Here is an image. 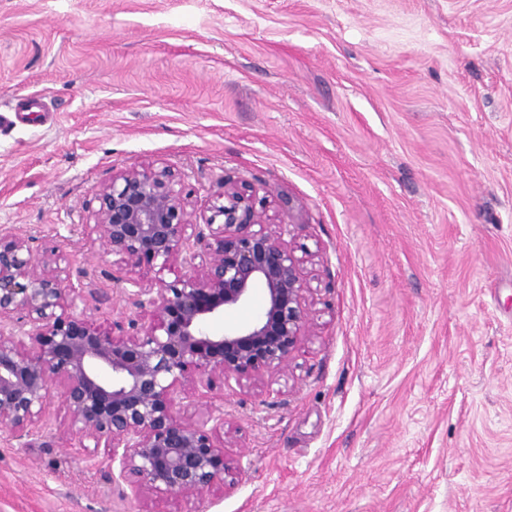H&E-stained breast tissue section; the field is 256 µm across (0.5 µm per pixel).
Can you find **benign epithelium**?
<instances>
[{
    "instance_id": "obj_1",
    "label": "benign epithelium",
    "mask_w": 512,
    "mask_h": 512,
    "mask_svg": "<svg viewBox=\"0 0 512 512\" xmlns=\"http://www.w3.org/2000/svg\"><path fill=\"white\" fill-rule=\"evenodd\" d=\"M285 209L291 199L229 178L199 207L163 162L113 175L87 205L86 229L116 256L113 286L135 312L108 330L78 311L81 285L60 256L0 232V436L25 445L72 435L106 449L109 481L142 512L172 495L224 496L238 471L213 400L232 379L268 392L311 333L314 259L284 240L274 213ZM142 265L188 273L149 285L131 276ZM257 288L252 321L215 328ZM180 395L199 419L184 417ZM56 396L64 416L54 426Z\"/></svg>"
}]
</instances>
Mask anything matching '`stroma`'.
I'll return each mask as SVG.
<instances>
[{"label": "stroma", "mask_w": 512, "mask_h": 512, "mask_svg": "<svg viewBox=\"0 0 512 512\" xmlns=\"http://www.w3.org/2000/svg\"><path fill=\"white\" fill-rule=\"evenodd\" d=\"M0 229L125 309L86 206L156 160L294 201L313 336L224 390L237 482L164 512H512V0H0ZM0 512H141L73 439Z\"/></svg>", "instance_id": "1"}]
</instances>
